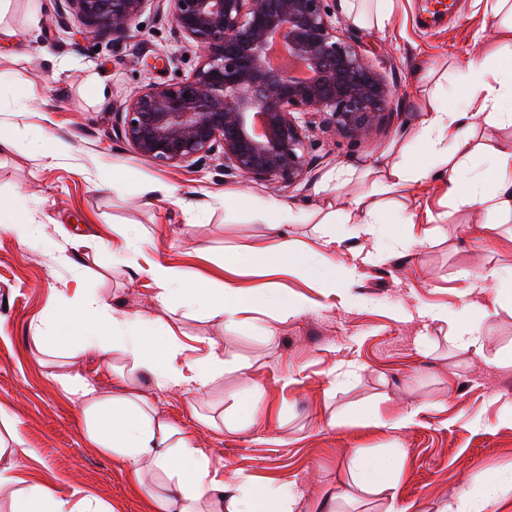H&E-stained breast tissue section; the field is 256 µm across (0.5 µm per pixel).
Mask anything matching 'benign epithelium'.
Masks as SVG:
<instances>
[{
	"instance_id": "1",
	"label": "benign epithelium",
	"mask_w": 512,
	"mask_h": 512,
	"mask_svg": "<svg viewBox=\"0 0 512 512\" xmlns=\"http://www.w3.org/2000/svg\"><path fill=\"white\" fill-rule=\"evenodd\" d=\"M120 38L149 0H65ZM175 32L201 52L190 75L148 84L114 112L112 130L162 166L224 159V174L293 185L310 167L297 114L360 132L392 90L338 34L331 0H163Z\"/></svg>"
}]
</instances>
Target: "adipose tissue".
I'll return each mask as SVG.
<instances>
[{
  "mask_svg": "<svg viewBox=\"0 0 512 512\" xmlns=\"http://www.w3.org/2000/svg\"><path fill=\"white\" fill-rule=\"evenodd\" d=\"M484 12L494 21L498 64L491 69L481 58L467 62L462 75L464 105H425L417 131L366 170L368 189L347 198L342 208L329 204L302 215L283 202H264L254 219L269 225L272 242L260 252V265L296 267L327 287L348 286L356 269L337 264V247L351 235L379 242L388 200L429 178H447L455 208L512 212V148L475 140L478 126H512V0H485ZM340 220L352 225L351 233L337 230ZM300 223L319 225L316 246L300 250L289 240L288 225ZM143 273L154 286L157 306L177 298L190 308H211L213 315L225 316L231 324L239 314L266 302L265 297L243 295L229 284L213 292L161 262L149 263ZM72 316L85 333V349L106 363L113 349H120L133 367L148 369L157 387L199 396L224 372L215 353L184 357L174 330L161 319L131 318L93 296L82 297ZM58 380L83 405L90 441L127 461L135 482H142L148 468L166 476L170 491L152 494L153 512H197L203 501L209 512H298L302 495L291 484L258 487L212 470L205 451L134 392L131 375L117 377L115 393L106 398L80 377L62 374Z\"/></svg>",
  "mask_w": 512,
  "mask_h": 512,
  "instance_id": "obj_1",
  "label": "adipose tissue"
}]
</instances>
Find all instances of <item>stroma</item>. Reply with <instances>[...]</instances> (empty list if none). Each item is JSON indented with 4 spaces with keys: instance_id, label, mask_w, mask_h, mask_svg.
I'll return each instance as SVG.
<instances>
[{
    "instance_id": "1",
    "label": "stroma",
    "mask_w": 512,
    "mask_h": 512,
    "mask_svg": "<svg viewBox=\"0 0 512 512\" xmlns=\"http://www.w3.org/2000/svg\"><path fill=\"white\" fill-rule=\"evenodd\" d=\"M37 2L12 0L6 18L20 36L0 39V124L40 127L88 170L49 167L33 154L0 159V207L39 225L43 238L26 246L0 228V410L14 419L27 450L19 475L55 497L79 495L102 512H152L127 463L88 440L80 405L56 380L77 375L108 395L114 370L130 367L118 351L108 365L79 351L76 321H48L50 311H69L86 291L131 315L160 314L197 356L216 350L224 373L201 397L159 389L142 372L134 387L205 449L212 467L258 484H293L305 512L322 502L332 512H437L457 506L461 493L474 497L511 480L512 420L504 410L512 405V307L498 303L500 282L480 275L512 267V219L455 209L447 184L428 180L387 206L406 208L412 223L386 227L406 238L427 234V243L367 261L371 242L348 239L336 261L356 264L359 277L351 288L334 289L297 269L273 274L256 265L270 235L251 217L257 200L277 199L302 212L325 205L317 189L338 170L352 173L343 192L364 188L367 167L417 130L421 105L443 90L459 93L461 68L493 49L481 0H458L455 14L430 31L422 26V0H401L384 28L352 24L334 0L340 35L393 88L391 112L360 136L300 114L312 165L289 187L225 175L217 156L202 167H161L115 137L113 114L134 91L189 75L199 60L175 34L163 0H147L138 28L119 39L89 28L65 0H45L41 10ZM426 69L431 79L420 80ZM97 82L104 96L95 95ZM32 85L38 98L26 96ZM112 165L130 175L118 190L91 174ZM151 179L171 184L190 203L189 213L141 195ZM228 189L244 193L229 213L222 204ZM143 229L149 240L137 252L133 237ZM104 245L124 266L100 265ZM58 249L68 250L71 265L54 262ZM232 253L235 265L225 266ZM150 261L215 288L228 282L248 295L302 298L308 308L285 320L271 304L233 325L177 303L161 311L137 273ZM466 305L483 318L478 350L463 352L449 344L448 325L424 313ZM37 335L44 347L35 345ZM247 387L255 393L251 406L239 400ZM411 409V426L376 423ZM360 453L389 471L395 497L347 489L348 467Z\"/></svg>"
}]
</instances>
